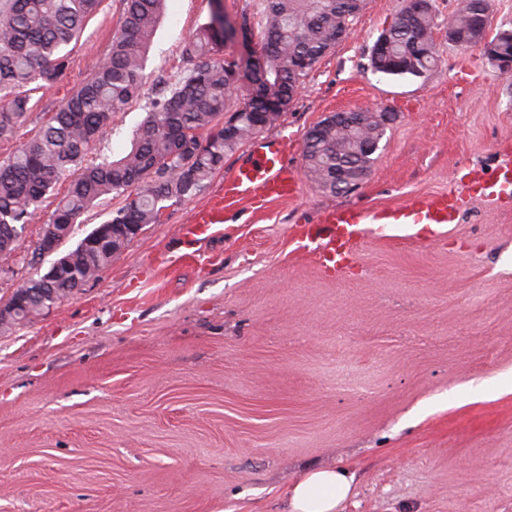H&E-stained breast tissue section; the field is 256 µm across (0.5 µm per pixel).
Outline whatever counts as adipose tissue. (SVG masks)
<instances>
[{
	"instance_id": "obj_1",
	"label": "adipose tissue",
	"mask_w": 512,
	"mask_h": 512,
	"mask_svg": "<svg viewBox=\"0 0 512 512\" xmlns=\"http://www.w3.org/2000/svg\"><path fill=\"white\" fill-rule=\"evenodd\" d=\"M352 484V476L344 469L310 470L292 487L289 512H337L348 499Z\"/></svg>"
}]
</instances>
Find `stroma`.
Here are the masks:
<instances>
[{"label": "stroma", "mask_w": 512, "mask_h": 512, "mask_svg": "<svg viewBox=\"0 0 512 512\" xmlns=\"http://www.w3.org/2000/svg\"><path fill=\"white\" fill-rule=\"evenodd\" d=\"M461 0H435L438 64L371 71L369 49L402 0H367L265 137L327 113L397 118L370 175L343 195L301 178L292 200L242 203L174 267L196 199L113 257L95 280L24 324L0 327V512H287L307 471L354 476L339 512H512V199L472 195L458 223L413 245L372 236L339 274L294 253L324 207H384L464 190L512 158V79L481 47L448 40ZM124 0H102L53 87L32 93L0 160L33 137L105 61ZM262 0H166L141 95L95 154L118 158L183 48L215 13L256 19ZM27 225L0 257V305L46 271Z\"/></svg>", "instance_id": "35a3bbf8"}]
</instances>
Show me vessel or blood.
I'll return each mask as SVG.
<instances>
[{
    "mask_svg": "<svg viewBox=\"0 0 512 512\" xmlns=\"http://www.w3.org/2000/svg\"><path fill=\"white\" fill-rule=\"evenodd\" d=\"M288 150L289 144L283 138L271 140L257 150L225 178L216 192L194 207L189 223L182 228L184 236H210L212 229L223 223L225 213L242 201L261 205L294 197L298 182L295 170L286 161ZM467 202L465 195L451 190L417 195L403 204L381 209L329 208L321 217L324 231L313 226L298 227L297 248L313 253L323 271L336 273L345 260L353 258L369 225L430 224L442 228L457 222Z\"/></svg>",
    "mask_w": 512,
    "mask_h": 512,
    "instance_id": "1",
    "label": "vessel or blood"
}]
</instances>
